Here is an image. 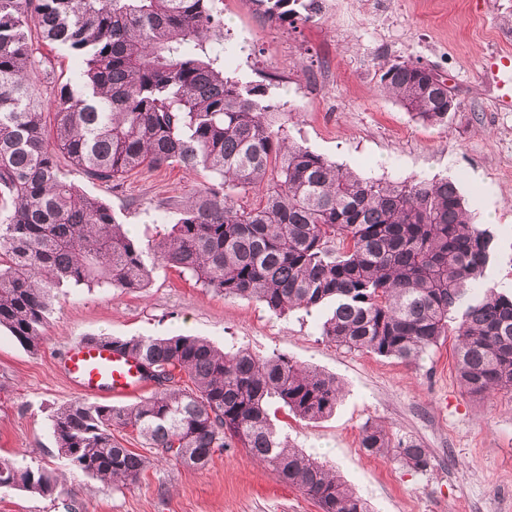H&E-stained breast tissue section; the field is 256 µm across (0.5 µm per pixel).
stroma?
I'll return each mask as SVG.
<instances>
[{
    "label": "stroma",
    "mask_w": 512,
    "mask_h": 512,
    "mask_svg": "<svg viewBox=\"0 0 512 512\" xmlns=\"http://www.w3.org/2000/svg\"><path fill=\"white\" fill-rule=\"evenodd\" d=\"M216 7L231 48L225 69L245 82L272 76L270 92L287 100L295 141L374 178L456 180L493 235L488 283L512 292V112L496 109L498 90L481 72L487 52L512 50V0H322L315 20L294 31L264 21L251 0H216ZM43 54L55 75L37 72L33 82L48 107L81 61L60 48ZM402 61L432 68L453 89L458 109L447 126L423 125L380 95V64ZM206 179L175 164L86 190L144 241L170 230L177 214L168 200ZM321 320L317 313L276 316L165 267L137 292L55 289L39 353L0 332V456L54 472L59 493L0 488V512H320L243 448L215 453L196 469L160 460L129 427L114 436L147 457L137 482L112 486L73 470L58 455L51 418L80 393L58 362L72 342L99 333L200 336L227 351L284 354L335 376L343 392L330 417L301 420L281 407L273 424L290 444L334 467L371 512H512V390L486 400L469 395L455 374L453 339L405 363L336 345L321 336ZM374 424L393 443L426 448L428 470L365 453L362 433Z\"/></svg>",
    "instance_id": "obj_1"
}]
</instances>
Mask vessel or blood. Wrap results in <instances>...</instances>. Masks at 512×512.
I'll return each instance as SVG.
<instances>
[{
  "label": "vessel or blood",
  "mask_w": 512,
  "mask_h": 512,
  "mask_svg": "<svg viewBox=\"0 0 512 512\" xmlns=\"http://www.w3.org/2000/svg\"><path fill=\"white\" fill-rule=\"evenodd\" d=\"M483 69L500 86L502 94L498 106L507 105L512 100V53H490L483 60ZM60 368L81 393L90 397L103 394L115 398L131 397L148 386L135 358L116 352L100 341L83 339L71 345Z\"/></svg>",
  "instance_id": "b4317fda"
}]
</instances>
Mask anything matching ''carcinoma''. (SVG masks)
<instances>
[{
    "mask_svg": "<svg viewBox=\"0 0 512 512\" xmlns=\"http://www.w3.org/2000/svg\"><path fill=\"white\" fill-rule=\"evenodd\" d=\"M215 0H0V328L30 352L44 340L53 289L67 282L133 292L158 264L226 298L270 311L328 309L321 336L413 362L456 337L460 382L472 396L512 390V293L485 283L493 235L476 224L456 181L360 176L290 140L287 103L268 85L224 69ZM266 20L296 28L321 0H252ZM84 56L58 87L54 124L31 74L38 42ZM418 62L378 71V88L418 122L448 123V86ZM93 185L173 164L212 179L185 200L171 231L140 242L112 205L68 179L60 159ZM140 358L155 385L127 406L77 399L58 408V454L102 481L131 484L147 458L112 429L132 427L159 458L206 467L239 444L298 486L321 512H369L336 473L292 448L269 403L319 420L336 408V378L283 354L217 349L195 336L112 338ZM361 448L424 471L429 452L392 445L379 426ZM0 487L58 493L46 469L0 458Z\"/></svg>",
    "mask_w": 512,
    "mask_h": 512,
    "instance_id": "cac0c4a2",
    "label": "carcinoma"
}]
</instances>
